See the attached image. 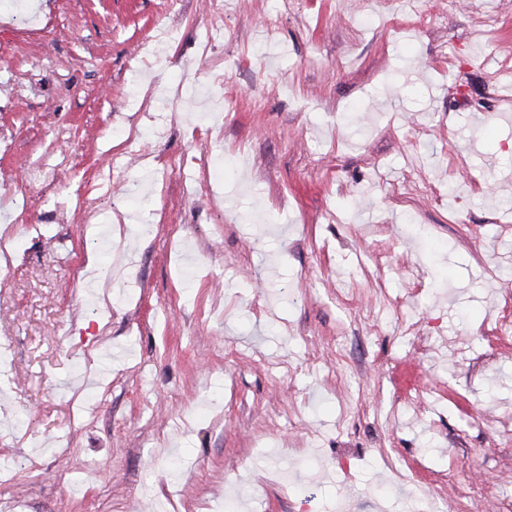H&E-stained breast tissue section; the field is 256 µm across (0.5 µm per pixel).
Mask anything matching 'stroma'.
<instances>
[{
    "instance_id": "obj_1",
    "label": "stroma",
    "mask_w": 512,
    "mask_h": 512,
    "mask_svg": "<svg viewBox=\"0 0 512 512\" xmlns=\"http://www.w3.org/2000/svg\"><path fill=\"white\" fill-rule=\"evenodd\" d=\"M223 3L0 0V512H512V0Z\"/></svg>"
}]
</instances>
